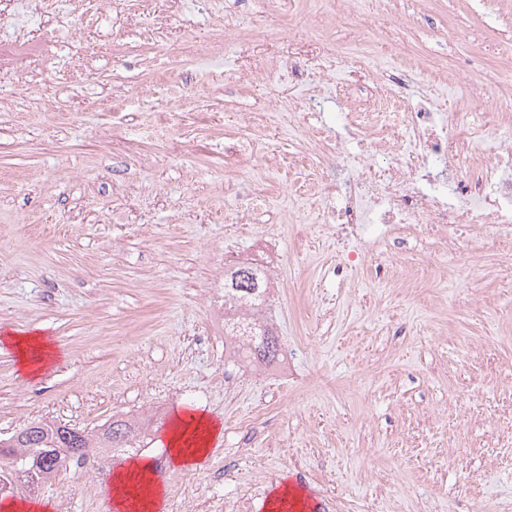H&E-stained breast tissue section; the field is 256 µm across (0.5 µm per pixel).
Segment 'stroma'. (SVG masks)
I'll return each mask as SVG.
<instances>
[{
    "label": "stroma",
    "mask_w": 512,
    "mask_h": 512,
    "mask_svg": "<svg viewBox=\"0 0 512 512\" xmlns=\"http://www.w3.org/2000/svg\"><path fill=\"white\" fill-rule=\"evenodd\" d=\"M382 18L370 46L327 16L311 37L276 0H78L65 46L41 43L25 69L0 71V326L51 336L62 353L31 381L0 346V435L40 419L89 432L156 411L144 450L165 512H267L290 481L327 512H512V249L494 243L463 268H432L426 236L347 264L321 202L290 191L288 166L240 167L217 128L282 151L298 138L263 80L241 65L293 52L310 76L323 45L357 52L365 80L403 56L494 80L512 61V0H352ZM153 40L141 39L143 27ZM247 112L270 113L255 127ZM267 189L246 223V185ZM272 243L279 287L260 318L287 375L224 355V320L204 291L225 266ZM191 409L223 432L200 467L170 461L167 428ZM252 417L253 428L230 425ZM111 467H72L34 494L50 512H104Z\"/></svg>",
    "instance_id": "1"
}]
</instances>
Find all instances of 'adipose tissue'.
Returning a JSON list of instances; mask_svg holds the SVG:
<instances>
[{"mask_svg": "<svg viewBox=\"0 0 512 512\" xmlns=\"http://www.w3.org/2000/svg\"><path fill=\"white\" fill-rule=\"evenodd\" d=\"M0 343L14 350L21 374L30 380L38 379L60 357L58 348L42 332L19 335L5 330L0 332ZM220 431V423L206 414H175L167 433L173 464L188 469L201 466ZM111 486L120 512H163L165 490L155 478L151 461L120 465L113 472Z\"/></svg>", "mask_w": 512, "mask_h": 512, "instance_id": "1", "label": "adipose tissue"}]
</instances>
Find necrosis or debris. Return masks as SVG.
Returning <instances> with one entry per match:
<instances>
[{"instance_id": "obj_1", "label": "necrosis or debris", "mask_w": 512, "mask_h": 512, "mask_svg": "<svg viewBox=\"0 0 512 512\" xmlns=\"http://www.w3.org/2000/svg\"><path fill=\"white\" fill-rule=\"evenodd\" d=\"M407 72L377 81L359 112H341L347 136L327 127L303 129L296 159L314 170L318 195L336 224L338 244L375 229L378 243L409 233L437 240L442 253L461 256L471 226L502 244H512V95L497 84H469L460 109L489 100L495 117L481 132L494 145L484 162L459 151L468 140L461 116L445 118L429 84H414ZM382 153L387 165L374 166Z\"/></svg>"}]
</instances>
